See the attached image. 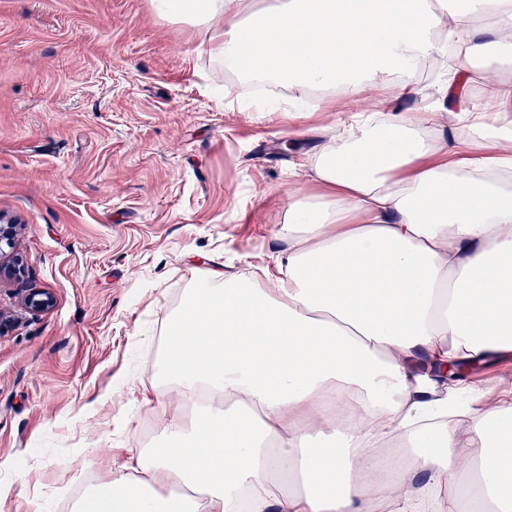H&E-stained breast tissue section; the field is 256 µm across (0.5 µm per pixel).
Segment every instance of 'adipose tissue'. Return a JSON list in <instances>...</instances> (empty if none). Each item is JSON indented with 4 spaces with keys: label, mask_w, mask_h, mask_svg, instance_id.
<instances>
[{
    "label": "adipose tissue",
    "mask_w": 512,
    "mask_h": 512,
    "mask_svg": "<svg viewBox=\"0 0 512 512\" xmlns=\"http://www.w3.org/2000/svg\"><path fill=\"white\" fill-rule=\"evenodd\" d=\"M150 7L203 29L241 81L286 89L284 111L313 90L363 107L311 157L271 266L207 269L168 317L157 372L191 422L161 420L159 446L125 449L75 512H240L244 495L250 512H421L397 486H457L464 422L484 494L512 503V398L421 399L452 363L512 357V0ZM437 62L436 97L395 108ZM401 431L419 443L398 483L364 481Z\"/></svg>",
    "instance_id": "adipose-tissue-1"
}]
</instances>
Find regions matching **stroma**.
I'll return each mask as SVG.
<instances>
[{
  "label": "stroma",
  "mask_w": 512,
  "mask_h": 512,
  "mask_svg": "<svg viewBox=\"0 0 512 512\" xmlns=\"http://www.w3.org/2000/svg\"><path fill=\"white\" fill-rule=\"evenodd\" d=\"M201 41L149 0H0V217L23 262L0 280V512H57L157 445L181 405L155 374L167 316L199 271L268 262L309 155L358 109L253 111Z\"/></svg>",
  "instance_id": "stroma-1"
}]
</instances>
